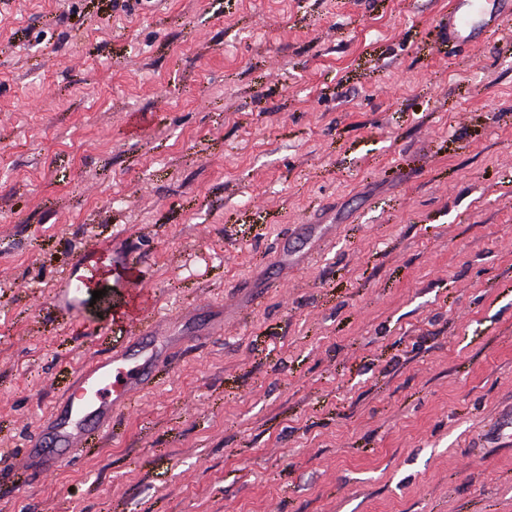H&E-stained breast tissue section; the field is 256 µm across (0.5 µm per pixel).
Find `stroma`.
Segmentation results:
<instances>
[{"label":"stroma","instance_id":"35a3bbf8","mask_svg":"<svg viewBox=\"0 0 512 512\" xmlns=\"http://www.w3.org/2000/svg\"><path fill=\"white\" fill-rule=\"evenodd\" d=\"M447 17L0 0V512H512V19ZM100 245L201 339L48 474L129 332L122 281L61 305ZM451 0L444 37L471 44L479 42L482 34L498 29L505 19L512 18L511 0Z\"/></svg>","mask_w":512,"mask_h":512}]
</instances>
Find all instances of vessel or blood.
Returning <instances> with one entry per match:
<instances>
[{
  "mask_svg": "<svg viewBox=\"0 0 512 512\" xmlns=\"http://www.w3.org/2000/svg\"><path fill=\"white\" fill-rule=\"evenodd\" d=\"M508 18H512V0H450L444 36L462 44L476 43ZM111 278L110 254L102 248L75 270L65 272L62 281L69 300L75 301ZM127 317L136 326L133 336L81 369L29 441L28 458L66 465L72 449L111 429L113 417L134 394L148 388L171 353L193 342L185 335H158L136 311H129Z\"/></svg>",
  "mask_w": 512,
  "mask_h": 512,
  "instance_id": "1",
  "label": "vessel or blood"
}]
</instances>
